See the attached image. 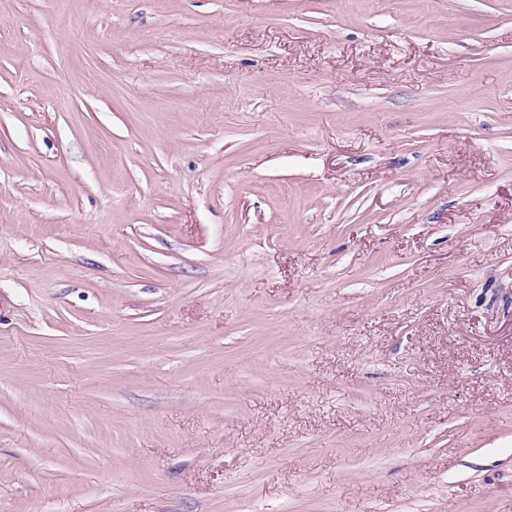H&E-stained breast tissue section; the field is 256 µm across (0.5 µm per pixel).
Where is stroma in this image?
I'll list each match as a JSON object with an SVG mask.
<instances>
[{"instance_id":"obj_1","label":"stroma","mask_w":512,"mask_h":512,"mask_svg":"<svg viewBox=\"0 0 512 512\" xmlns=\"http://www.w3.org/2000/svg\"><path fill=\"white\" fill-rule=\"evenodd\" d=\"M0 512H512V0H0Z\"/></svg>"}]
</instances>
